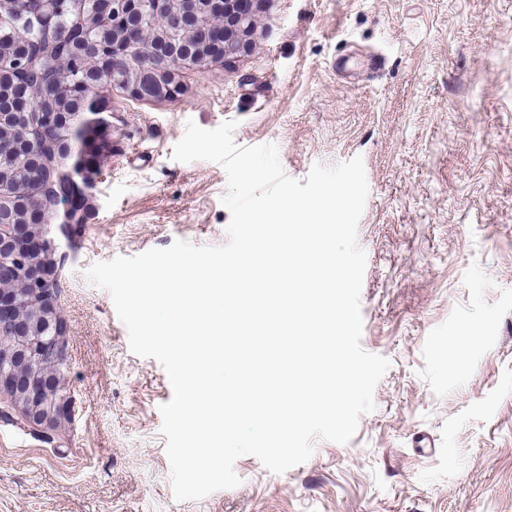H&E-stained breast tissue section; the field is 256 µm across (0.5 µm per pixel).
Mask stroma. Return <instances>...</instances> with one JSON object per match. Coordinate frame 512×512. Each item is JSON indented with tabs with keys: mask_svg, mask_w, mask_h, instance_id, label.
<instances>
[{
	"mask_svg": "<svg viewBox=\"0 0 512 512\" xmlns=\"http://www.w3.org/2000/svg\"><path fill=\"white\" fill-rule=\"evenodd\" d=\"M181 82L103 94L112 155L59 271L75 406L35 428L0 396V512H512V0H273L255 50ZM190 120L299 180L362 157L361 346L390 366L348 443L281 474L242 456L239 486L179 501L167 374L86 272L226 243L224 168L172 158Z\"/></svg>",
	"mask_w": 512,
	"mask_h": 512,
	"instance_id": "1",
	"label": "stroma"
}]
</instances>
